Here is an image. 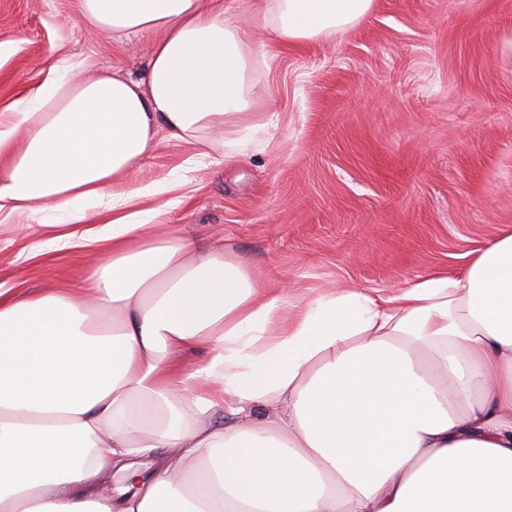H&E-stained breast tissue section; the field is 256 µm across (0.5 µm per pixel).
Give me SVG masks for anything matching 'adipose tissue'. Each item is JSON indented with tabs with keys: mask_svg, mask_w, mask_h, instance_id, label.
Here are the masks:
<instances>
[{
	"mask_svg": "<svg viewBox=\"0 0 512 512\" xmlns=\"http://www.w3.org/2000/svg\"><path fill=\"white\" fill-rule=\"evenodd\" d=\"M373 5L257 13L301 44ZM75 9L154 41L142 78L72 61L0 113V213L110 214L85 285L0 289V512H512V234L459 275L300 299L223 245L131 221L117 186L158 131L207 157L264 129L252 32L223 0Z\"/></svg>",
	"mask_w": 512,
	"mask_h": 512,
	"instance_id": "obj_1",
	"label": "adipose tissue"
}]
</instances>
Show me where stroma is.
<instances>
[{
	"label": "stroma",
	"instance_id": "35a3bbf8",
	"mask_svg": "<svg viewBox=\"0 0 512 512\" xmlns=\"http://www.w3.org/2000/svg\"><path fill=\"white\" fill-rule=\"evenodd\" d=\"M266 132L221 164L158 133L120 185L134 211L311 296L455 275L512 233V0H375L346 34L252 31ZM148 35L102 36L73 0H0V113L57 58L141 77ZM47 212L0 220V287L69 288L102 261L56 249Z\"/></svg>",
	"mask_w": 512,
	"mask_h": 512
}]
</instances>
